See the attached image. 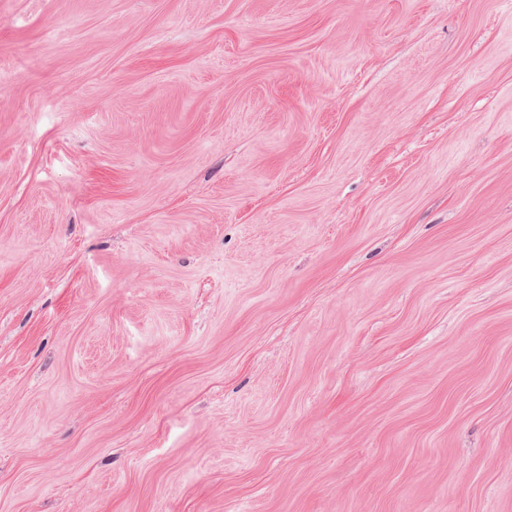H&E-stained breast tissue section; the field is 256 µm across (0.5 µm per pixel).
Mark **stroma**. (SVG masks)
<instances>
[{"instance_id":"stroma-1","label":"stroma","mask_w":512,"mask_h":512,"mask_svg":"<svg viewBox=\"0 0 512 512\" xmlns=\"http://www.w3.org/2000/svg\"><path fill=\"white\" fill-rule=\"evenodd\" d=\"M0 512H512V0H0Z\"/></svg>"}]
</instances>
